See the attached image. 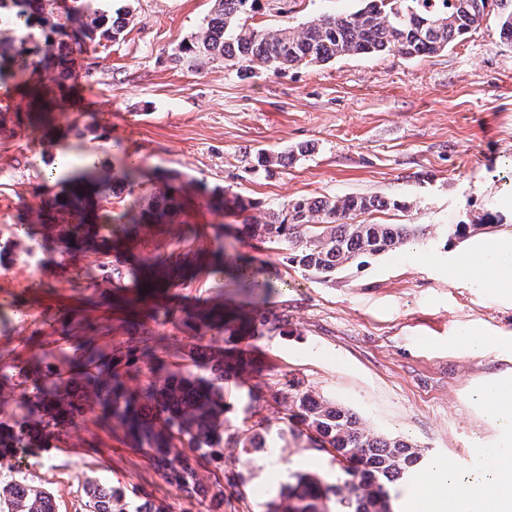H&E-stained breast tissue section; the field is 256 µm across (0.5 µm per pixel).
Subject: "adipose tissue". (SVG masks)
Listing matches in <instances>:
<instances>
[{
	"instance_id": "1",
	"label": "adipose tissue",
	"mask_w": 512,
	"mask_h": 512,
	"mask_svg": "<svg viewBox=\"0 0 512 512\" xmlns=\"http://www.w3.org/2000/svg\"><path fill=\"white\" fill-rule=\"evenodd\" d=\"M451 281L512 300V233L475 232L449 241ZM488 414L512 431V376L495 379L480 391ZM477 454L494 465L492 475L455 479L450 461L438 460L421 470L408 494L410 512H512V456L497 448Z\"/></svg>"
}]
</instances>
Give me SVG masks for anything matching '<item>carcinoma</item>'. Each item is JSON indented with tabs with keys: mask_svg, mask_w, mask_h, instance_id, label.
Here are the masks:
<instances>
[{
	"mask_svg": "<svg viewBox=\"0 0 512 512\" xmlns=\"http://www.w3.org/2000/svg\"><path fill=\"white\" fill-rule=\"evenodd\" d=\"M497 8V26L502 40L512 43V0H366L359 10L338 16H324L307 22L301 29L288 26L257 29L243 21L247 6L258 0H212L214 7L205 27L192 42L179 46L178 61L188 56L201 65L210 62L231 64L241 71L264 69L279 73L301 64L325 63L344 55L394 52L407 58L434 54L468 34L487 17L490 2ZM58 0H0L7 9L8 31H0V84L21 91L29 99L26 119L42 123L51 118L47 98L36 67L22 57L17 34H32L36 26L50 25L45 37L47 59L68 76L69 57L55 51L65 38L76 45L98 37L120 38L130 22L131 11L120 7L115 17L104 12L89 13L79 7L57 11ZM170 181L160 199L142 203L135 196L139 168L124 162L120 190L126 192L121 212L93 209L91 197L107 196L114 190L110 179L88 171L60 175L68 185L64 195L48 198L40 209L41 223L75 252L92 245L104 257L114 250L119 234L137 224H164L170 220L177 196L184 184L174 185L179 175L167 173ZM219 210L242 214L252 201L240 194L224 192L216 196ZM388 202L377 196L345 195L290 201L270 215L264 224H229L225 233L258 237L310 274L329 277L345 265L367 255H379L406 244L418 233L412 224H350L356 213L378 210ZM106 281L114 288L134 281L144 287V295L155 292L156 283L145 266L110 265ZM240 289L254 296L272 292L275 284L260 268H238ZM240 323L244 328L272 327L284 330L287 321L237 313L231 317L220 310L187 312L172 320L175 328L194 339L210 331H223ZM188 356L200 363L205 373L184 372L177 359ZM148 360L167 369L159 381L138 389L129 386L137 364ZM254 360L235 348L211 349L187 344L175 335L150 329L125 348L86 349L67 362V368L48 366L31 386L20 394V403L41 408L37 425L24 421L0 423V459L23 448H49L60 434L79 421L93 418L117 423L127 436L152 451V463L177 494L189 500L205 499L206 488L198 481L194 461L177 451L187 444L195 451L218 453L223 444L257 448L256 435L249 430L223 434L224 376L249 372ZM288 396L282 403L283 419L291 427L310 433L320 449L336 452L343 462L344 477L338 479L346 490L340 498L330 496L331 487L318 475L297 473L281 486L266 505V512H391L389 487L408 478L423 454L412 444L372 433L361 426L350 410L326 400H318L296 383L286 382ZM86 512H152V505L135 507L112 487L89 480L83 487ZM0 512H55L49 492L15 479L0 486Z\"/></svg>",
	"mask_w": 512,
	"mask_h": 512,
	"instance_id": "carcinoma-1",
	"label": "carcinoma"
}]
</instances>
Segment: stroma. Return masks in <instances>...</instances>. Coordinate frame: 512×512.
<instances>
[{
  "instance_id": "obj_1",
  "label": "stroma",
  "mask_w": 512,
  "mask_h": 512,
  "mask_svg": "<svg viewBox=\"0 0 512 512\" xmlns=\"http://www.w3.org/2000/svg\"><path fill=\"white\" fill-rule=\"evenodd\" d=\"M133 18L116 41L75 51L65 84L42 71L59 106L55 126L21 123L27 100L0 86V244L25 237L21 251L0 258V356L44 370L79 356L85 341L122 347L140 328L173 333L167 311L223 306L287 315L288 332L225 337L205 344L260 351L256 371L224 381L226 424L255 428L286 464L334 478L332 454L291 432L275 400L290 379L315 397L350 409L374 433L406 440L426 459L452 458L461 475L480 470L479 448L512 453L508 436L486 418L478 398L492 377L512 374V301L448 281L443 225L482 224L493 198L512 194V44L484 21L448 49L419 58L353 55L301 65L280 74L244 76L222 62L174 61L178 47L204 26L212 0H92ZM361 0H258L253 25L301 29L327 14H348ZM74 164L87 148L98 166L120 179L125 157L143 173L137 195L161 188L160 174L181 172L186 186L176 224H143L121 239L119 259L136 264L170 258L181 276L168 294L144 298L104 281L101 256L72 254L45 237L38 213L55 165L52 140ZM308 153L288 165L256 167L258 149ZM229 189L253 202L245 217L264 222L283 203L303 198L378 196L402 202L355 215L354 223L414 224L419 244L365 256L321 278L288 262L284 251L246 237L225 236L230 219L213 191ZM263 268L276 288L265 298L241 293L218 253ZM78 311L80 329L65 327L61 310ZM471 325L493 342L475 355L455 337ZM198 459V478L223 502L178 498L154 470L146 450L122 429L93 422L68 429L56 448H29L0 467V482L26 478L50 491L57 512H84L88 479L110 485L133 504L157 512H264L278 475H263L265 453L242 460Z\"/></svg>"
}]
</instances>
